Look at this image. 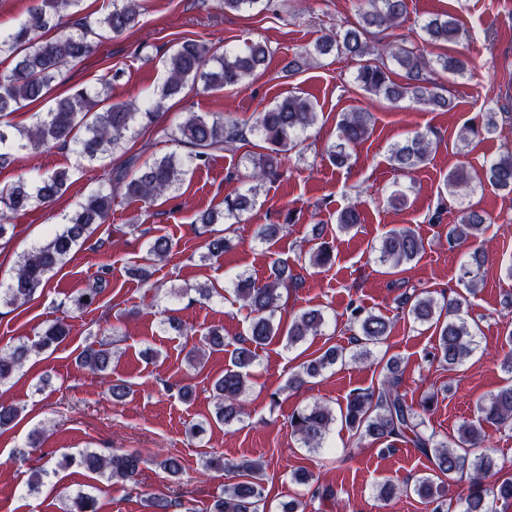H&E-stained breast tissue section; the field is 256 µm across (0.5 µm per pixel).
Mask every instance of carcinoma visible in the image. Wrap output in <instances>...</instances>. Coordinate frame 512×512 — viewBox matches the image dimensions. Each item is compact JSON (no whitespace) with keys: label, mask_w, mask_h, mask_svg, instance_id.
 <instances>
[{"label":"carcinoma","mask_w":512,"mask_h":512,"mask_svg":"<svg viewBox=\"0 0 512 512\" xmlns=\"http://www.w3.org/2000/svg\"><path fill=\"white\" fill-rule=\"evenodd\" d=\"M82 0H39L19 25L9 31L0 30V57L12 61V67L0 71V168L11 165L15 153L28 147L39 149L53 145L73 147L79 158L100 163L124 149L136 127L151 126L167 111L166 103L178 98L189 87H201L205 92L241 89L247 79L262 73L270 57L267 45L260 42L241 51L209 54L206 45L184 38L176 43L170 54L161 59L167 78L160 88L141 105L111 102L108 96L88 88H71L63 95L50 97L64 82L63 74L72 65L92 54L108 36L129 32L137 27L145 11L144 0H108L104 17L91 19L79 16ZM370 8L346 22L342 33L326 35L316 41L313 50L285 60L283 71L289 75L300 72L309 59L328 55L343 56L356 68V82L366 92L397 107L408 100L431 110L449 112L453 101L445 95L441 79L463 77L472 69L471 60L462 52L448 51L433 56L418 49L411 36L397 32L409 15V0H369ZM72 9L75 20L64 25L59 13ZM420 38L429 44L447 45L458 41L460 26L452 15H438L420 26ZM402 71L401 80L392 79L390 65ZM49 101V106L34 113L35 122L29 128H17L12 114L32 105ZM318 112L305 97L289 94L261 113L250 133L262 142L261 151L250 155L252 179L258 183L273 181L280 176V155L295 150L300 137L317 122ZM498 128L496 113L482 114L479 126L469 125L462 130L460 140L471 135L492 136ZM338 142L327 156L338 168L348 165L351 151L370 135V116L366 112H346L338 123ZM162 137L185 150L181 156L172 151L150 162L139 163V155L128 156L111 169L108 186L88 195L74 213L66 218L63 227L25 252L13 268L6 287L0 289V306L18 308L41 295L53 277L65 264L67 257L83 244L112 216V202L118 196L144 202L167 192L179 190L192 165L206 163L215 153L247 140L237 122L210 113L190 112L174 127L161 129ZM432 139L430 132H418L404 142L390 146L389 161L401 171H409L429 160ZM72 173L58 169L36 180L23 177L0 189V241L13 236L14 226L7 223L8 215L27 211L31 206L50 204L68 186ZM487 182L512 194V150L485 161L480 173L471 175L461 168L444 179L445 193L452 201L473 193L476 186ZM256 189L224 198V208L200 213L196 222L204 228L236 219L256 205ZM487 218L474 210L463 214L460 221L448 228L451 247L475 242L486 231ZM362 223L361 212L348 206L337 215L338 227L350 230ZM231 246L223 235L205 239L202 260L219 257ZM173 249L172 240L153 237L143 264L136 273L143 285L153 288L150 267L166 259ZM423 250V242L409 227L394 228L382 239L378 248L380 261L393 268L410 263ZM487 253L476 247L463 266L461 282L465 293H459L440 305L431 296L401 293L397 297L403 313L421 324L435 327L437 343L432 360L442 366L459 365L472 351L473 336L468 322L460 316L467 294L478 288L481 268ZM109 268L98 267L88 288L74 297L78 309H88L97 303L109 284ZM302 280L288 272V263L275 260L268 280L258 286L250 276L241 273L233 281L232 292L249 312V324L240 346L231 353L224 375L213 384L214 421L226 426L240 422L249 415L245 398L250 378L249 368L258 357V350L276 336H286V346L293 348L309 337L320 334L325 325L319 309L299 312L288 330L281 331L276 322L282 290L301 287ZM350 323L358 326L354 342L358 349L350 355L330 347L322 354L303 362L288 379L287 387L299 388L307 380L322 374L337 361L363 363L371 355V347L386 340L391 324L382 315L364 312L350 303ZM70 334L69 325L59 320L48 326L35 341H23L0 348V386L10 382L24 368L30 356L40 350L63 342ZM224 349V332L215 327L203 338V344L193 346L189 362L201 363L205 349ZM117 351L101 343L85 347L78 356L79 364L94 372L105 373L112 368ZM386 372L377 386L358 389L350 394L341 410L345 424L358 440L401 441L416 448L432 464V474L417 479L413 492L432 504L431 512H454L452 502L444 498L435 479L444 476L448 481L464 475L469 478L468 493L457 500L459 512H497V502H512V477L488 479L497 468L493 449L485 446L484 425L512 429V379L479 406L477 422L464 423L457 438L437 441L427 433L422 413L429 410L428 401L422 410L407 403L399 392L400 371L395 360L385 364ZM20 409L0 401V430L13 427ZM336 420L334 411L326 404L315 402L290 416L289 424L300 444L312 452L323 449V443ZM149 459L135 451L111 452L107 455L88 448L76 457H64L56 468L77 465L106 480L124 486H135L142 466ZM208 471L238 474L235 482L224 485L223 495L211 504L209 512H266L263 494V465L258 461L234 463L221 456L204 462ZM65 512H98L94 498L79 492L69 499Z\"/></svg>","instance_id":"carcinoma-1"}]
</instances>
